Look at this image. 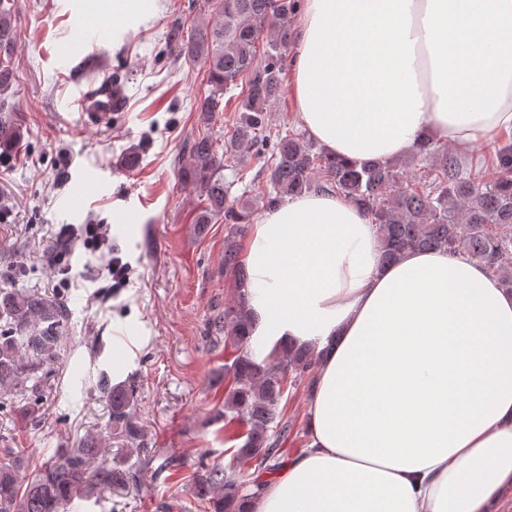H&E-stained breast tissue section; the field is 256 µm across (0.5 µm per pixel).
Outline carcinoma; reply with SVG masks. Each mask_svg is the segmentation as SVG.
Returning <instances> with one entry per match:
<instances>
[{"label":"carcinoma","instance_id":"1","mask_svg":"<svg viewBox=\"0 0 512 512\" xmlns=\"http://www.w3.org/2000/svg\"><path fill=\"white\" fill-rule=\"evenodd\" d=\"M213 20L204 32L179 43V55L205 68L207 90L196 105L201 123L223 111L224 96L241 89L238 118L223 145L212 133L198 135L190 159L180 168L184 182L201 197L193 224L197 233L224 217V276L232 281L237 301L224 305L207 323L206 335L236 348L224 363L229 388L224 394V426L244 425L234 436L237 466L225 467L201 455L193 464L196 498L211 512H248L246 504L259 492L263 476L282 466L275 461L291 424L280 404L287 383L313 372L314 352L292 344L259 362L250 346V317L245 308L248 273L238 240L250 229L254 213L283 198L311 189L328 190L362 208L377 226L383 261L398 260L411 250H446L466 255L512 290V142L493 143L489 155L498 176L485 181L462 175L448 146L429 138L408 156L350 164L317 148L294 129L272 131L270 105L283 90L287 69L288 16L299 0H209ZM11 0H0V90L16 80L11 63L16 41ZM268 29L272 38L260 44ZM20 129L0 120V149L19 144ZM267 156L262 170L264 193L231 197L224 169L237 170L250 152ZM0 387L18 383L23 366L55 361L60 353L68 312L63 301L29 288L0 290ZM109 410L105 431L76 448L58 451L33 476L22 458L0 462V512H65L75 498L101 491L121 494L140 483V473L156 454L135 426L138 401L134 380L113 385L99 381ZM138 441L114 464L107 456L108 438ZM136 462H131L132 457ZM252 470L244 478L238 467Z\"/></svg>","mask_w":512,"mask_h":512}]
</instances>
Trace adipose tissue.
Returning <instances> with one entry per match:
<instances>
[{
  "label": "adipose tissue",
  "mask_w": 512,
  "mask_h": 512,
  "mask_svg": "<svg viewBox=\"0 0 512 512\" xmlns=\"http://www.w3.org/2000/svg\"><path fill=\"white\" fill-rule=\"evenodd\" d=\"M291 62L299 121L352 163L428 137L468 148L512 130V0H304ZM256 360L318 362L309 443L251 512H499L512 489V292L478 263H386L374 224L310 191L241 247Z\"/></svg>",
  "instance_id": "adipose-tissue-1"
}]
</instances>
